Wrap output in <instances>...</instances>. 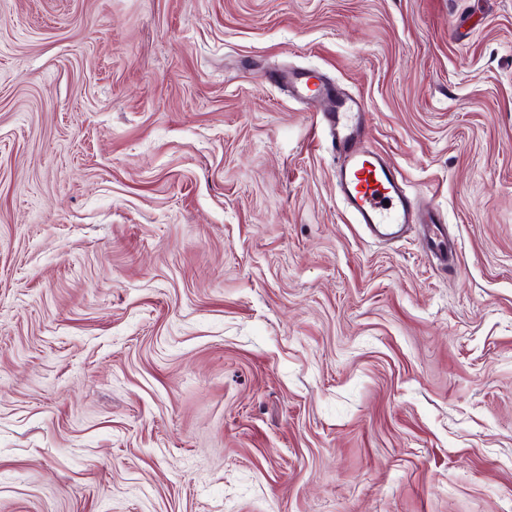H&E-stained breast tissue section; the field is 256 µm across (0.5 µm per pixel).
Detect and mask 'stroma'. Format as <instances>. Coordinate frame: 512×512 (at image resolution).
Returning <instances> with one entry per match:
<instances>
[{"label": "stroma", "instance_id": "obj_1", "mask_svg": "<svg viewBox=\"0 0 512 512\" xmlns=\"http://www.w3.org/2000/svg\"><path fill=\"white\" fill-rule=\"evenodd\" d=\"M0 512H512V0H0ZM288 92L295 98L326 95L334 102L323 113L336 152V182L340 196L357 224L378 240L401 238L413 223L411 198L400 174L379 152L361 145L359 134L366 116L362 100L326 82L311 70L289 71ZM388 200L389 205L384 201Z\"/></svg>", "mask_w": 512, "mask_h": 512}]
</instances>
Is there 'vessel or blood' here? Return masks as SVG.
I'll list each match as a JSON object with an SVG mask.
<instances>
[{"label":"vessel or blood","instance_id":"vessel-or-blood-1","mask_svg":"<svg viewBox=\"0 0 512 512\" xmlns=\"http://www.w3.org/2000/svg\"><path fill=\"white\" fill-rule=\"evenodd\" d=\"M287 79L293 97L324 95L334 102L324 120L338 161V192L356 222L365 225L375 239L401 238L413 221L411 198L402 177L386 158L361 145L359 134L366 116L362 100L310 70L289 72Z\"/></svg>","mask_w":512,"mask_h":512}]
</instances>
